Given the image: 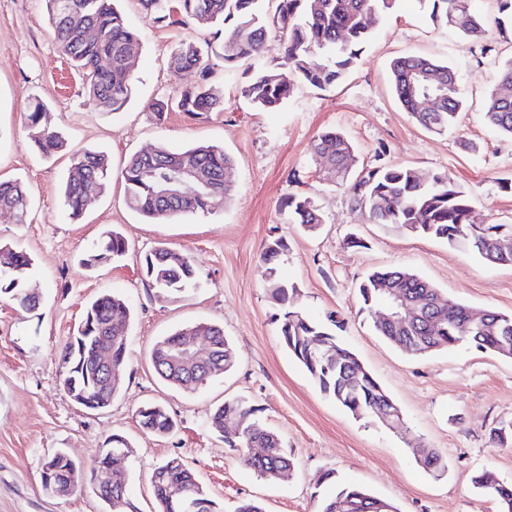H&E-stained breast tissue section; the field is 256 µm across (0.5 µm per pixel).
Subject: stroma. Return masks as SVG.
Wrapping results in <instances>:
<instances>
[{"label":"stroma","instance_id":"35a3bbf8","mask_svg":"<svg viewBox=\"0 0 512 512\" xmlns=\"http://www.w3.org/2000/svg\"><path fill=\"white\" fill-rule=\"evenodd\" d=\"M140 33L134 93L118 113L99 112L87 101L79 73L60 52L44 0H0V179L23 183L31 203L27 223L0 222V241L34 260L33 279L43 302L25 311L0 301V512H104L90 487L57 497L41 485L44 458L62 449L89 466L107 438L125 437L134 452L126 462L129 494L140 512H154L153 468L179 456L222 512L245 498L265 512H320L336 483L365 488L398 512H498V503L473 486L492 471L512 483V445L493 442V428L512 422V357L468 345L418 356L387 343L363 309L358 286L373 269L407 267L447 297L476 310L512 315V266H495L461 246L417 236L393 224L374 223L354 208L344 188L329 183L311 154L324 130L343 132L355 148L354 171L399 165L446 175L468 194L478 224L512 225V138L482 121L484 102L503 64L512 59V29L499 28L498 0H471L487 19L486 42L497 52L480 57L471 38L429 19L425 0H399L336 89L296 85L275 111L250 108L240 97L245 71L270 66L278 48L245 68L218 73L224 109L194 117L168 112L156 119L151 100L176 98L193 83L168 68L173 46L210 32L191 25L163 29L144 19L138 0H119ZM414 53L448 63L461 77L459 121L440 134L415 124L395 94L390 61ZM50 107V120L72 148L107 152L114 175L81 217L63 203L69 156L40 158L26 112L35 100ZM475 143L476 151L466 150ZM198 143L224 148L234 159L232 195L209 213L148 220L126 204L119 176L131 154L163 144L182 149ZM304 193L324 222L317 233L289 223L288 195ZM116 229L125 255L94 267L83 259L102 233ZM282 239L288 246L280 271L298 292L294 307L309 318L335 322L340 343L354 352L399 407L403 424L390 429L371 417H354L324 395L279 336L277 307L264 286L260 255ZM357 238L361 247H349ZM189 254L193 286L158 299L141 262L158 244ZM114 292L132 306L128 367L111 405L88 410L72 403L60 384L59 355L84 307ZM197 320L223 327L237 364L188 393L162 382L149 350L160 337ZM245 398L261 409L260 422L277 432L293 461L288 480L270 482L245 466L209 429L224 401ZM158 403L175 430L144 433L138 412ZM435 449L446 469L419 465L415 446Z\"/></svg>","mask_w":512,"mask_h":512}]
</instances>
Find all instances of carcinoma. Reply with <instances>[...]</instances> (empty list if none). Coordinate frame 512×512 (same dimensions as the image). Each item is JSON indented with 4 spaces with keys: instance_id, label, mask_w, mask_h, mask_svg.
Here are the masks:
<instances>
[{
    "instance_id": "1",
    "label": "carcinoma",
    "mask_w": 512,
    "mask_h": 512,
    "mask_svg": "<svg viewBox=\"0 0 512 512\" xmlns=\"http://www.w3.org/2000/svg\"><path fill=\"white\" fill-rule=\"evenodd\" d=\"M48 19L61 52L82 72L89 101L100 112H119L132 97L134 72L132 58L139 46L136 31L114 0H45ZM266 0H139L144 18L158 27L192 22L214 29L212 38L199 41L184 38L170 55L169 69L179 75L192 71L197 79L185 87L175 100L156 98L149 111L162 118L171 109L193 116L224 109V91L215 81L216 68L232 70L267 49L271 38L282 42L283 53L271 68L253 72L242 85L241 97L258 110L281 108L294 91L295 83L327 91L341 83L352 68L363 46L385 15L398 0H277L273 15H267ZM430 18L451 24L461 33L482 40L485 20L470 11V0H428ZM324 57L314 63L313 57ZM419 71L438 75L442 87L430 89L441 99L434 112L421 107L425 89L413 82ZM392 83L399 103L421 128L440 134L457 120L462 108L460 77L457 70L442 62L418 55H404L390 62ZM484 122L512 138V60L501 69L495 88L483 112ZM30 139L37 150L51 158L68 150L62 131L50 125L48 108L35 102L27 112ZM313 158L325 165L327 180L347 187L352 202L366 209L377 224H397L426 237L442 239L477 252L485 261L512 265V233L500 232V224H475L464 191L447 176L425 175L406 166H380L352 175L354 147L341 132L327 130L314 139ZM234 160L224 148L197 144L180 150L158 145L153 151L131 155L121 171L126 200L130 209L150 219H168L194 213H209L219 206L230 191L229 173ZM191 170L202 182L174 204L163 201L167 179L175 172ZM112 164L100 151L84 150L71 155V166L63 188L64 204L77 217L88 206L87 189L105 191ZM289 220L309 232L323 223V216L313 200L290 194L283 201ZM29 196L18 181L0 182V220L14 224L27 222ZM127 245L116 230L106 231L89 248L84 264L88 267L119 258ZM286 249L281 239L269 242L262 253L266 265V288L279 306L280 336L288 351L306 368L321 392L356 416L377 417L374 402L390 396L357 356L342 347L328 327L292 308L295 286L282 279L276 260ZM32 259L23 251L0 244V299L22 310H34L41 303L39 289L31 284ZM143 271L157 297L167 299L181 294L195 279L192 258L163 244L145 254ZM398 280L408 298L429 313L436 314L439 329L424 325L417 329L375 325L379 336L389 344L412 355H425L438 349L468 344L477 349L497 352L498 342H512V316L487 311L482 326L469 322L471 308L447 298L433 284L404 267L372 271L359 284L363 309L370 310L385 301L375 282ZM128 300L115 293H105L84 309L77 329L68 337L60 352L62 390L74 386L81 391L93 389V398L108 407L119 387L99 381L98 366L102 351L112 355L114 371L127 367ZM201 331L210 336L218 355L214 375L232 370L236 353L224 329L210 322L184 325L157 340L150 358L158 376L167 384L187 391L199 387L188 371L172 362L169 349L183 344L187 337ZM317 336L324 343L328 357L306 350L305 340ZM259 406L245 399L227 400L208 418V427L224 438V447L238 454L245 464L267 480H281L292 470V460L276 433L262 428ZM142 430L156 436L173 432L175 422L160 405H149L139 412ZM264 449L261 455L249 453L251 445ZM422 462L431 472H442L445 463L432 448L419 449ZM52 482L73 493L89 483L99 499L106 494L122 500L119 512H139L128 493V471L119 466L112 470V481H96L95 467L90 474L82 470L64 451L57 452ZM476 488L496 496L503 512H512V484H502L485 471L473 479ZM152 485L156 512H220L215 500L197 481L192 470L179 456L154 468ZM377 498L360 487L341 486L326 498L322 512H372Z\"/></svg>"
}]
</instances>
